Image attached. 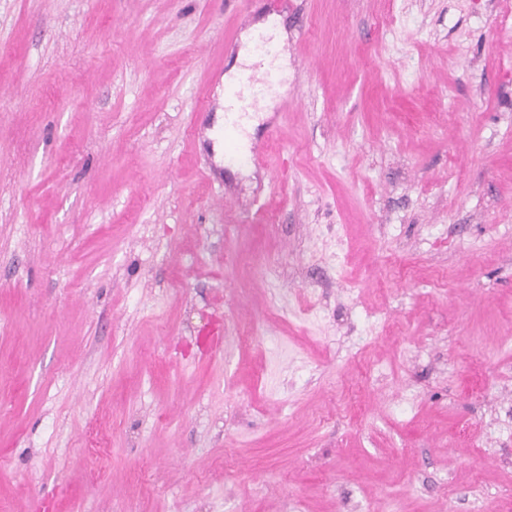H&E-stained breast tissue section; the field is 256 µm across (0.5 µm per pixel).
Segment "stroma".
<instances>
[{
	"instance_id": "stroma-1",
	"label": "stroma",
	"mask_w": 512,
	"mask_h": 512,
	"mask_svg": "<svg viewBox=\"0 0 512 512\" xmlns=\"http://www.w3.org/2000/svg\"><path fill=\"white\" fill-rule=\"evenodd\" d=\"M0 512H512L503 0H0ZM269 41L270 37L260 34L257 51L253 55L251 35H244L242 49L227 73L224 74V86L235 83L245 72L241 65H250L255 57V62L250 67L251 72L245 75L238 84L224 88V154L229 161L247 160L257 165L263 164L261 153L248 152L242 148L239 134L243 120L258 100L257 85H267L271 82V72L266 67ZM260 72H262L261 77H258Z\"/></svg>"
}]
</instances>
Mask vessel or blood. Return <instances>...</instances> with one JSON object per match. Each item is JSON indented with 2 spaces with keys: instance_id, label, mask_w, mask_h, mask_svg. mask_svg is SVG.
I'll use <instances>...</instances> for the list:
<instances>
[{
  "instance_id": "1",
  "label": "vessel or blood",
  "mask_w": 512,
  "mask_h": 512,
  "mask_svg": "<svg viewBox=\"0 0 512 512\" xmlns=\"http://www.w3.org/2000/svg\"><path fill=\"white\" fill-rule=\"evenodd\" d=\"M269 38L259 35L255 61L249 74L245 75L238 84L224 89V154L230 161L247 160L262 164V154L249 152L242 148L239 134L244 119L258 100L256 88L271 81V72L267 69Z\"/></svg>"
}]
</instances>
